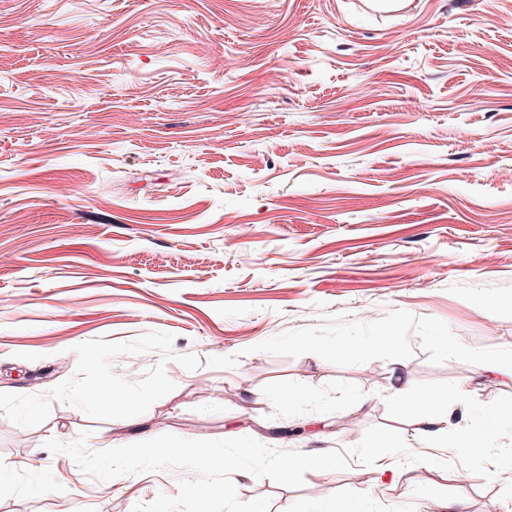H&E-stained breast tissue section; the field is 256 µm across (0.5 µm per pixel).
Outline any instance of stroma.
Wrapping results in <instances>:
<instances>
[{
  "instance_id": "1",
  "label": "stroma",
  "mask_w": 512,
  "mask_h": 512,
  "mask_svg": "<svg viewBox=\"0 0 512 512\" xmlns=\"http://www.w3.org/2000/svg\"><path fill=\"white\" fill-rule=\"evenodd\" d=\"M510 355L512 0H0V512H133L194 476L101 481L50 439L414 438L399 380L510 407L484 368ZM443 455L233 482L269 512H512L507 475ZM120 388L112 382H103L96 388L87 391L85 397L100 406L110 407L120 396Z\"/></svg>"
}]
</instances>
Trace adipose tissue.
<instances>
[{
	"label": "adipose tissue",
	"instance_id": "ef3b65f1",
	"mask_svg": "<svg viewBox=\"0 0 512 512\" xmlns=\"http://www.w3.org/2000/svg\"><path fill=\"white\" fill-rule=\"evenodd\" d=\"M396 409L410 413L421 431L436 448H464L476 459H488L492 448L512 431V409L499 406L483 411L477 426L459 425L448 419L447 401L423 395L413 396L410 385L397 387Z\"/></svg>",
	"mask_w": 512,
	"mask_h": 512
}]
</instances>
